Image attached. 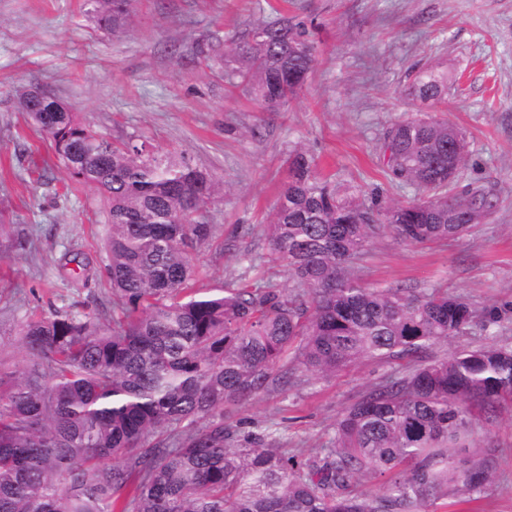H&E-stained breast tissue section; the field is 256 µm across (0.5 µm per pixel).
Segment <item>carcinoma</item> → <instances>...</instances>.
I'll return each mask as SVG.
<instances>
[{"label":"carcinoma","instance_id":"cac0c4a2","mask_svg":"<svg viewBox=\"0 0 512 512\" xmlns=\"http://www.w3.org/2000/svg\"><path fill=\"white\" fill-rule=\"evenodd\" d=\"M114 34L132 0H85ZM230 56L233 75L276 113L316 62L306 31L287 17L260 22L199 51ZM414 92L438 99L448 75L428 66ZM16 109L53 142L69 175L107 202L105 271L112 310L55 312L20 331L26 357L0 368V512H425L489 480L488 457L464 448L473 410L490 422L512 403V346L495 341L443 358L433 347L483 316L440 286L363 285L356 269L388 232L407 244H440L482 224L496 203L480 189L448 194L465 169L461 132L416 117L383 133L387 180L406 202L379 203L338 187L295 148L265 236L288 288L244 283L195 287L194 253L213 236L207 205L224 182L207 168L151 148L110 141L74 119L49 93ZM364 360L404 361L336 422L324 457L276 447L275 429L224 420L226 406L286 392L298 371L324 378ZM388 476L382 494H349L363 476Z\"/></svg>","mask_w":512,"mask_h":512}]
</instances>
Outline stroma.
Masks as SVG:
<instances>
[{"label": "stroma", "instance_id": "35a3bbf8", "mask_svg": "<svg viewBox=\"0 0 512 512\" xmlns=\"http://www.w3.org/2000/svg\"><path fill=\"white\" fill-rule=\"evenodd\" d=\"M131 25L114 36L84 0H0V364H20L19 332L33 316L93 313L112 324L103 242L109 226L98 193L72 179L51 140L16 110L18 89L38 85L75 119L108 139L134 136L204 165L224 182L207 208L214 236L195 254L204 289L243 282L287 288L263 234L298 147L320 173L364 193L405 201L389 186L378 145L393 123L430 113L461 128L468 163L454 191L494 194L486 223L448 244L411 245L386 234L359 264L371 285L433 284L497 318L485 333L437 345L443 357L492 340L512 343V0H134ZM303 21L315 67L284 113L264 112L229 83L231 58H194L196 44L225 41L278 15ZM179 47L175 60L170 47ZM434 65L448 91L434 104L412 96L416 73ZM363 361L327 379L301 374L285 393L234 409L233 419L275 422L277 443L320 455L337 420L368 387L401 371ZM469 454L491 455L478 500L449 497L438 512H512V407L478 421Z\"/></svg>", "mask_w": 512, "mask_h": 512}]
</instances>
